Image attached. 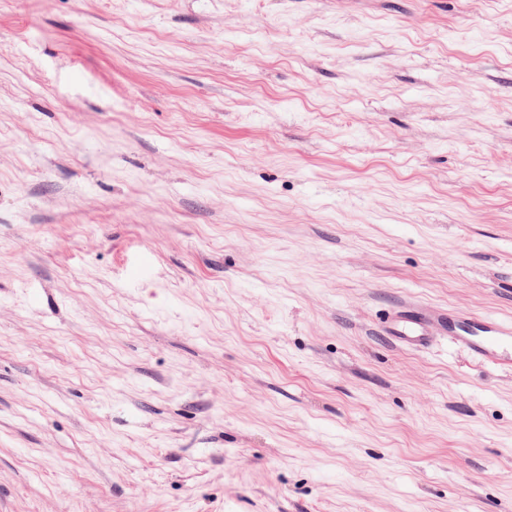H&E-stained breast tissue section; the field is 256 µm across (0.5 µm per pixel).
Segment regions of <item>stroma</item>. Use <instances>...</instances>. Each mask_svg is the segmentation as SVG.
Segmentation results:
<instances>
[{
  "label": "stroma",
  "mask_w": 512,
  "mask_h": 512,
  "mask_svg": "<svg viewBox=\"0 0 512 512\" xmlns=\"http://www.w3.org/2000/svg\"><path fill=\"white\" fill-rule=\"evenodd\" d=\"M407 300L512 321V0H0V512H512Z\"/></svg>",
  "instance_id": "1"
}]
</instances>
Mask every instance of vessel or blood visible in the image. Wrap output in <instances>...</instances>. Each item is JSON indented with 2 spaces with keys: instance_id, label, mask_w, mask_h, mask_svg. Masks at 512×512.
Masks as SVG:
<instances>
[{
  "instance_id": "vessel-or-blood-1",
  "label": "vessel or blood",
  "mask_w": 512,
  "mask_h": 512,
  "mask_svg": "<svg viewBox=\"0 0 512 512\" xmlns=\"http://www.w3.org/2000/svg\"><path fill=\"white\" fill-rule=\"evenodd\" d=\"M383 327L387 339L401 348L422 349L441 337L480 364L512 367L511 321L409 302L389 312Z\"/></svg>"
}]
</instances>
